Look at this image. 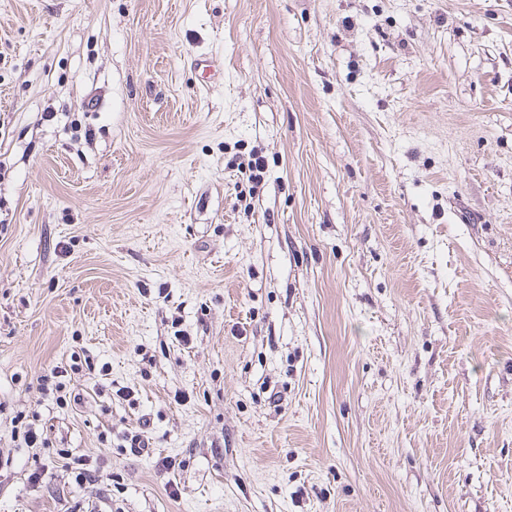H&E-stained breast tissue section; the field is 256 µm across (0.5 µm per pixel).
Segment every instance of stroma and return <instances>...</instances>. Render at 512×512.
Wrapping results in <instances>:
<instances>
[{
    "label": "stroma",
    "instance_id": "35a3bbf8",
    "mask_svg": "<svg viewBox=\"0 0 512 512\" xmlns=\"http://www.w3.org/2000/svg\"><path fill=\"white\" fill-rule=\"evenodd\" d=\"M0 457V512H512V0H0Z\"/></svg>",
    "mask_w": 512,
    "mask_h": 512
}]
</instances>
